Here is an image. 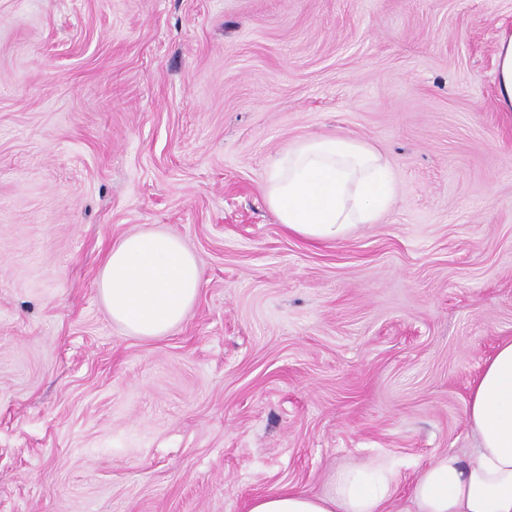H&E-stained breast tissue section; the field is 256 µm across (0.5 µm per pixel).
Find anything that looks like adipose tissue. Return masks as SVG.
I'll use <instances>...</instances> for the list:
<instances>
[{
	"instance_id": "adipose-tissue-1",
	"label": "adipose tissue",
	"mask_w": 512,
	"mask_h": 512,
	"mask_svg": "<svg viewBox=\"0 0 512 512\" xmlns=\"http://www.w3.org/2000/svg\"><path fill=\"white\" fill-rule=\"evenodd\" d=\"M262 195L289 233L312 242L346 237L374 224L396 201L395 178L369 142L340 135L292 143L272 166ZM202 268L173 234L141 230L113 245L99 292L128 334L166 335L196 301ZM468 455H437L399 492L394 465L364 461L340 469L329 489L281 487L251 499L246 512H512V338L502 340L471 386Z\"/></svg>"
}]
</instances>
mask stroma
Returning a JSON list of instances; mask_svg holds the SVG:
<instances>
[{"label":"stroma","mask_w":512,"mask_h":512,"mask_svg":"<svg viewBox=\"0 0 512 512\" xmlns=\"http://www.w3.org/2000/svg\"><path fill=\"white\" fill-rule=\"evenodd\" d=\"M512 0H0V512H245L473 445L512 337ZM374 145L379 223L312 244L262 198L305 137ZM179 237L184 321L128 335L113 244ZM497 66L494 82L499 91V101L507 112H512V34H499L496 46Z\"/></svg>","instance_id":"obj_1"}]
</instances>
